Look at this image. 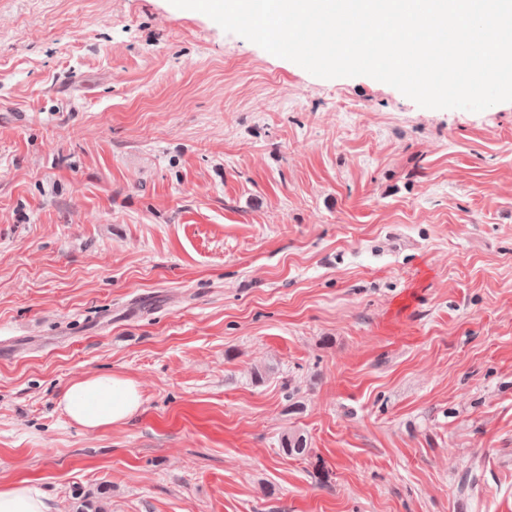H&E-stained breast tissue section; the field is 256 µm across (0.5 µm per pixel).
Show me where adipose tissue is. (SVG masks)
<instances>
[{
	"label": "adipose tissue",
	"instance_id": "adipose-tissue-1",
	"mask_svg": "<svg viewBox=\"0 0 512 512\" xmlns=\"http://www.w3.org/2000/svg\"><path fill=\"white\" fill-rule=\"evenodd\" d=\"M59 404L65 415L87 430L127 422L143 404V395L131 379L87 374L70 382ZM0 512H51L44 494L27 478L0 481Z\"/></svg>",
	"mask_w": 512,
	"mask_h": 512
}]
</instances>
